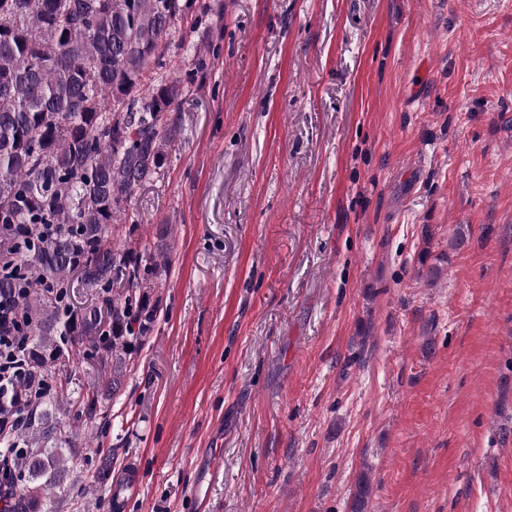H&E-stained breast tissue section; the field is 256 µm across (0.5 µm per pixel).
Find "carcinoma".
<instances>
[{
	"label": "carcinoma",
	"mask_w": 512,
	"mask_h": 512,
	"mask_svg": "<svg viewBox=\"0 0 512 512\" xmlns=\"http://www.w3.org/2000/svg\"><path fill=\"white\" fill-rule=\"evenodd\" d=\"M182 0H0V297L19 298L31 340L23 376L0 399V460L19 494L9 512H51L68 470L56 410L94 417L121 389L158 318L169 225L153 246H107L135 192L167 163L186 91L167 74ZM92 305L71 304L76 285ZM120 286L124 297L112 294ZM111 367L102 386L67 385L83 347ZM372 486L357 482L352 512Z\"/></svg>",
	"instance_id": "1"
}]
</instances>
